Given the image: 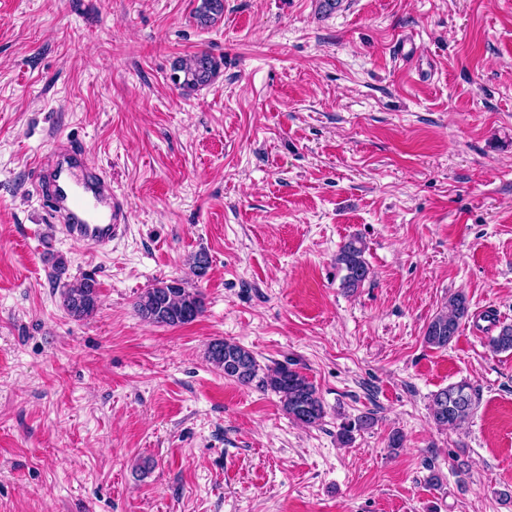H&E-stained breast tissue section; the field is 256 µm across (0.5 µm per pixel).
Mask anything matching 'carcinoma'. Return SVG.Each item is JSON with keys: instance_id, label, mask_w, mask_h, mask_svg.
Returning <instances> with one entry per match:
<instances>
[{"instance_id": "carcinoma-1", "label": "carcinoma", "mask_w": 512, "mask_h": 512, "mask_svg": "<svg viewBox=\"0 0 512 512\" xmlns=\"http://www.w3.org/2000/svg\"><path fill=\"white\" fill-rule=\"evenodd\" d=\"M224 0H198L193 18L207 26L223 15ZM220 64L207 52H200L174 65L172 79L184 91H194L209 84L218 74ZM361 238L351 237L336 254V267L344 272L342 285L356 288L370 273L364 258ZM62 305L77 320L93 315L98 306V289L91 277H85L62 292ZM136 311L144 319L162 326L177 327L194 321L204 311L201 294L185 286L181 280L159 281L147 289L136 302ZM468 302L463 294L448 301V309L438 313L427 325L424 341L431 347L445 348L456 337L461 321L468 316ZM489 346L495 352L512 351V326H503L491 337ZM211 364L224 372V377L244 385H255L263 391L279 395L288 416L306 426L324 417L322 401L308 379L290 367L277 364L263 367L255 355L228 341L212 343L207 351ZM475 402L470 385L461 382L438 390L432 395L431 418L441 427H457L474 412Z\"/></svg>"}]
</instances>
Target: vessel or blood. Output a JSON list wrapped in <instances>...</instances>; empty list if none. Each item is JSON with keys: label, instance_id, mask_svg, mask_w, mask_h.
Segmentation results:
<instances>
[{"label": "vessel or blood", "instance_id": "obj_1", "mask_svg": "<svg viewBox=\"0 0 512 512\" xmlns=\"http://www.w3.org/2000/svg\"><path fill=\"white\" fill-rule=\"evenodd\" d=\"M78 166L67 150L58 149L51 169V210L71 239L108 246L126 229L125 204L115 197L105 198V178L101 173L81 175Z\"/></svg>", "mask_w": 512, "mask_h": 512}]
</instances>
